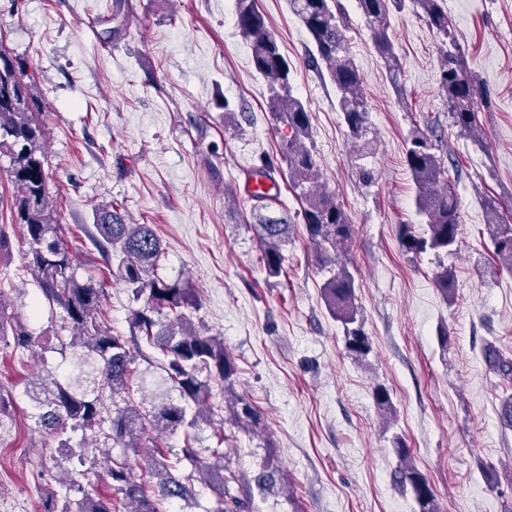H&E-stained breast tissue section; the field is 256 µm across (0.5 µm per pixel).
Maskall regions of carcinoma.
<instances>
[{"label": "carcinoma", "mask_w": 512, "mask_h": 512, "mask_svg": "<svg viewBox=\"0 0 512 512\" xmlns=\"http://www.w3.org/2000/svg\"><path fill=\"white\" fill-rule=\"evenodd\" d=\"M443 0H356L373 46L384 61L393 83L400 69L389 34L390 13L411 4L425 22L443 37L440 54V86L448 98V114L453 126L476 137L479 134L478 100L481 87L464 66V52L451 32V20ZM292 8L314 46L311 63L325 68L336 86L339 111L349 135L358 142L357 154L370 155L369 108L364 78L355 62L346 35L347 19L337 0H291ZM237 27L249 42L256 72L267 83L269 110L285 130L279 132L276 155L261 159L255 173L272 178L276 166H286L289 189L301 202V219L319 269L327 273L320 290L324 303L343 327L345 348L357 359L370 351V341L359 319L356 280L343 258L342 249L353 236V224L342 203L319 184L316 155L307 145L311 136L308 108L292 94L290 66L270 33L266 19L255 7V0H236ZM35 73L14 58L0 38V158L8 166L0 169L10 186L7 200L12 223L23 229L27 245V267L42 300L64 312L60 329L69 332L64 347L83 350V360L92 367L87 377H59L51 372L34 376L29 389L35 403L37 426L57 439L61 459L56 466L71 464L65 489L46 494L43 512H116V507L86 490L80 481L89 441L103 437L121 454L112 459L107 476L116 499L130 505L128 512H168L166 505L193 494L192 477H178L163 449L147 452L148 474L155 483L141 478L128 462V454L141 452L140 440L153 430L185 435L181 458L198 462V473L217 496L211 512H250V484L233 475L224 477V449L207 448L199 458L192 445L193 432L215 414L211 381L232 390L238 375L235 359L225 350L224 338L198 331L186 310L196 308L195 289L187 282L167 280L158 274L162 248L150 224H128L119 209L104 206L95 212V232L90 234L96 251L106 260L119 257L117 280L131 292L135 307L130 309V338L117 335L100 320L102 291L93 280L78 277L79 265L61 239L59 216L48 191V159L44 149L45 125L30 94ZM405 159L416 187L415 207L426 218L427 230L418 234L411 224L399 225L401 248L419 257L431 252L452 255L460 241V213L456 183L436 152L432 135L415 126L406 139ZM253 225L264 269L268 276L281 274L290 241L292 225L284 218L271 217L275 199L256 195ZM498 266L512 271V224L505 223L497 203L485 204ZM456 273L443 265L434 273V282L445 298H453ZM35 342L26 328L6 315L0 304V344L26 350ZM152 349L161 356V368L179 392L180 401L142 408L134 403L127 383L133 374L135 356L147 357ZM485 360L503 381L512 382V360L491 344L484 349ZM237 428L253 433L261 423L256 408L235 398L227 406ZM263 467L254 477L255 486L266 491L276 487L284 473L275 461L272 440ZM399 467L398 483L411 490L415 512H441L427 476L414 464L410 449L403 443L395 448ZM239 485L232 493L231 484Z\"/></svg>", "instance_id": "1"}]
</instances>
